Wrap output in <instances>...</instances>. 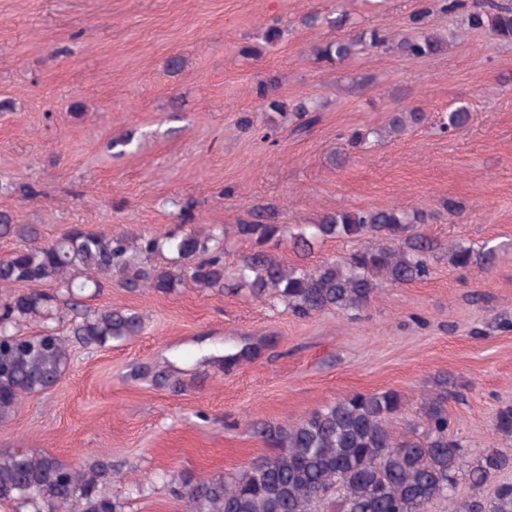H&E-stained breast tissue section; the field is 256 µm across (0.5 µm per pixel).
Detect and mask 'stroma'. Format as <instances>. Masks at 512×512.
Here are the masks:
<instances>
[{"instance_id":"stroma-1","label":"stroma","mask_w":512,"mask_h":512,"mask_svg":"<svg viewBox=\"0 0 512 512\" xmlns=\"http://www.w3.org/2000/svg\"><path fill=\"white\" fill-rule=\"evenodd\" d=\"M419 0H0V210L53 242L82 224L106 233L162 236L195 204L193 224L229 229L226 266L253 251L232 229L255 210L312 224L341 210L432 213L420 233L441 244H489L492 267L459 272L446 256L430 277L380 283L358 311L307 317L242 291L186 285L163 295L106 285L90 307L144 318L135 337L74 348L52 390L25 398L0 422V452L46 451L71 465L98 458L116 472L106 496L123 512H186L170 480L231 478L268 455L254 423L294 424L355 392L394 389L417 419L434 379H448L454 429L482 453L512 448L493 418L512 405V42L467 28L460 14L412 16ZM345 11L344 27H305L308 12ZM282 30L269 44V26ZM380 27L454 35L438 54L374 49L341 66L314 46ZM184 59L168 72L172 56ZM309 99L315 122L264 112L257 88ZM472 120L450 134L437 122L457 103ZM418 107L426 122L369 153L346 156L342 135ZM253 124L245 128L242 117ZM131 136L122 156L110 139ZM33 186L34 194L19 188ZM456 209H447V201ZM335 238L282 264L315 268L357 249ZM231 345L253 346L229 364Z\"/></svg>"}]
</instances>
